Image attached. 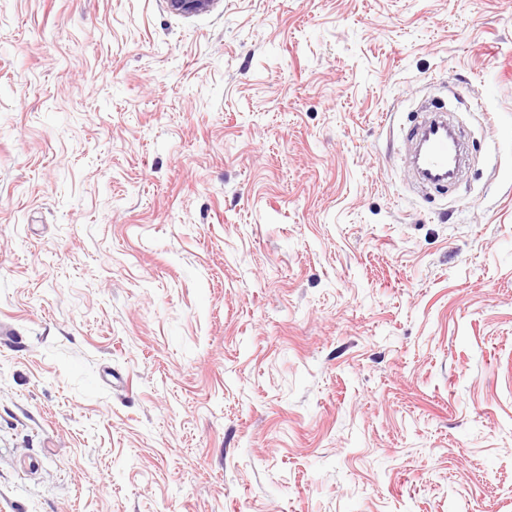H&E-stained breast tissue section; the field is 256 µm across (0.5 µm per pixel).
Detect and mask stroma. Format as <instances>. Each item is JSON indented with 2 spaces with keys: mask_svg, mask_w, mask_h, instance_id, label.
Masks as SVG:
<instances>
[{
  "mask_svg": "<svg viewBox=\"0 0 512 512\" xmlns=\"http://www.w3.org/2000/svg\"><path fill=\"white\" fill-rule=\"evenodd\" d=\"M0 325V512H512V0H0ZM428 133L429 142L427 148L417 159L414 156V167L419 178L434 186H444V180H432L424 176L423 172L445 173L448 171L450 158V145L448 143V124L443 115L434 114L424 118L418 123L415 131L416 141L421 135Z\"/></svg>",
  "mask_w": 512,
  "mask_h": 512,
  "instance_id": "stroma-1",
  "label": "stroma"
}]
</instances>
